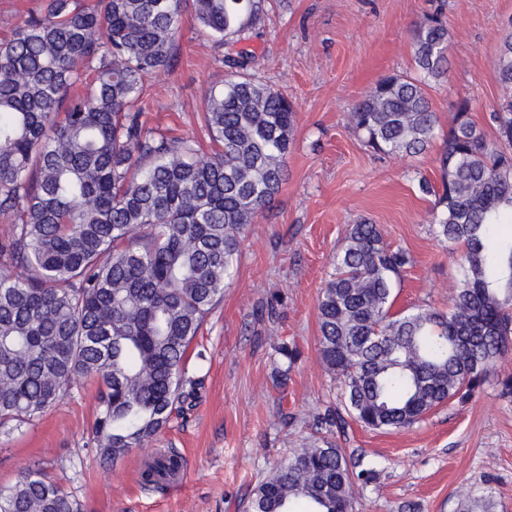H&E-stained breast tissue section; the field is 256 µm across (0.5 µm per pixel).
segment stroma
<instances>
[{
  "label": "stroma",
  "instance_id": "35a3bbf8",
  "mask_svg": "<svg viewBox=\"0 0 512 512\" xmlns=\"http://www.w3.org/2000/svg\"><path fill=\"white\" fill-rule=\"evenodd\" d=\"M448 22L449 64L427 89L440 126L460 99L488 138L501 98L494 62L512 32V0H266L259 19L218 43L185 10L170 68L143 91L144 121L170 135L209 139L199 115L229 60L246 53L269 85L296 107L287 173L271 207L246 230L235 274L205 318L187 361L204 385L186 418L114 464L73 451L93 442L99 383L80 381L31 424L0 428V487L36 469L75 496L84 512H246L251 490L290 453L311 441L313 418L336 401V382L317 350V296L350 224H379L387 244L412 258L397 308L448 307L454 256L431 222L436 198L420 179L441 184L443 138L413 156L383 155L354 132L349 114L379 79L412 69V34L425 13ZM279 298L275 316L266 307ZM297 343L302 356L286 388L276 387L273 344ZM512 351L466 402L450 401L404 430L350 424L336 440L375 466L376 481L357 486L354 512H458L456 490L492 489L496 512H512ZM184 459L182 486L149 492L144 460L159 449Z\"/></svg>",
  "mask_w": 512,
  "mask_h": 512
}]
</instances>
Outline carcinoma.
I'll use <instances>...</instances> for the list:
<instances>
[{"label": "carcinoma", "mask_w": 512, "mask_h": 512, "mask_svg": "<svg viewBox=\"0 0 512 512\" xmlns=\"http://www.w3.org/2000/svg\"><path fill=\"white\" fill-rule=\"evenodd\" d=\"M187 0H47L0 38V426L33 422L80 378L101 384L90 451L104 462L159 435L195 406L202 379L189 349L224 296L255 217L278 194L296 110L236 62L210 91L203 121L217 149L145 127L143 83L170 65ZM202 30L222 41L258 19L261 0H192ZM448 24L424 15L413 35L419 76L377 81L350 112L366 144L415 155L436 136L425 91L448 64ZM495 67L492 113L512 143V33ZM64 118L57 120L59 110ZM470 100L448 118L436 236L462 248L448 310H393L410 255L378 224L350 225L317 298L318 353L339 384L315 425L411 427L464 402L512 348V152L488 141ZM276 383L301 357L278 340ZM181 457L140 473L159 487ZM377 470L327 439L296 449L252 489L248 512H353L354 489ZM460 512H495L493 493L458 492ZM0 512H83L78 499L28 470L0 488Z\"/></svg>", "instance_id": "obj_1"}]
</instances>
